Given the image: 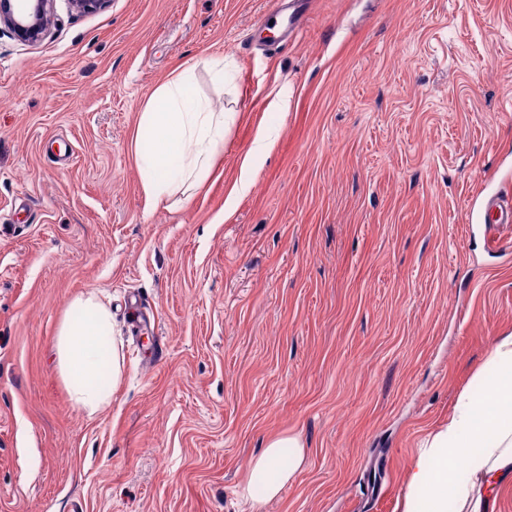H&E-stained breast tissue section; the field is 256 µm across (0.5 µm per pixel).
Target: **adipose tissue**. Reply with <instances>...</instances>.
<instances>
[{
    "mask_svg": "<svg viewBox=\"0 0 512 512\" xmlns=\"http://www.w3.org/2000/svg\"><path fill=\"white\" fill-rule=\"evenodd\" d=\"M139 126L151 140L149 148L135 150L150 207L176 190L204 184L227 131L223 113L196 94L193 70L181 64L145 101ZM56 353L73 405L92 417L111 404L122 356L112 335V313L97 295L87 293L68 304ZM473 381L459 394L447 422L419 443L401 512H496L500 493L512 486V335L495 341ZM305 462L300 436L267 439L240 490L250 512H263Z\"/></svg>",
    "mask_w": 512,
    "mask_h": 512,
    "instance_id": "obj_1",
    "label": "adipose tissue"
}]
</instances>
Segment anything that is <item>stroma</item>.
<instances>
[{
  "label": "stroma",
  "instance_id": "obj_1",
  "mask_svg": "<svg viewBox=\"0 0 512 512\" xmlns=\"http://www.w3.org/2000/svg\"><path fill=\"white\" fill-rule=\"evenodd\" d=\"M274 3L56 0L40 44L0 32V512H247L280 433L307 458L263 512H400L418 442L512 334V233H467L512 194V0H311L270 48ZM179 64L234 119L202 189L151 209L133 144ZM90 291L124 355L93 418L55 354ZM274 145L272 135L265 129H260L255 138L253 147L242 158L239 166V175L230 190L228 201L247 193L252 184L255 160L258 155L269 153Z\"/></svg>",
  "mask_w": 512,
  "mask_h": 512
}]
</instances>
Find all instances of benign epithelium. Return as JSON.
I'll list each match as a JSON object with an SVG mask.
<instances>
[{
	"label": "benign epithelium",
	"mask_w": 512,
	"mask_h": 512,
	"mask_svg": "<svg viewBox=\"0 0 512 512\" xmlns=\"http://www.w3.org/2000/svg\"><path fill=\"white\" fill-rule=\"evenodd\" d=\"M109 0H68L71 11L93 14ZM55 23V0H0V31L8 30L18 41L36 45L50 33Z\"/></svg>",
	"instance_id": "7a95c632"
}]
</instances>
